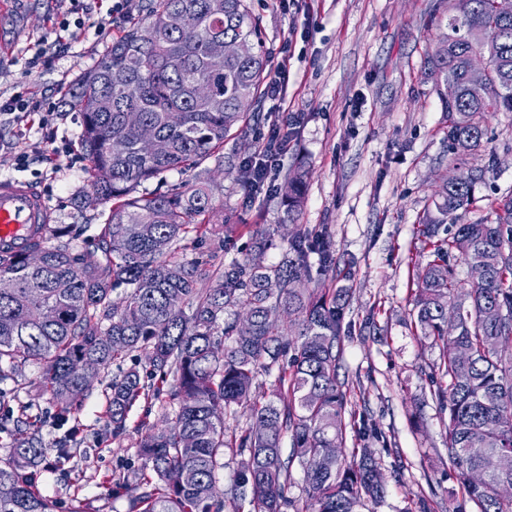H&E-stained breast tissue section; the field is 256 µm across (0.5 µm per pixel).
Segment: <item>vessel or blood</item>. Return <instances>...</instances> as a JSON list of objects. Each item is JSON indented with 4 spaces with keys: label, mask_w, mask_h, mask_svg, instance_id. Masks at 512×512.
Listing matches in <instances>:
<instances>
[{
    "label": "vessel or blood",
    "mask_w": 512,
    "mask_h": 512,
    "mask_svg": "<svg viewBox=\"0 0 512 512\" xmlns=\"http://www.w3.org/2000/svg\"><path fill=\"white\" fill-rule=\"evenodd\" d=\"M50 221L43 197L33 185L17 179L0 180V245L19 254L32 241L35 225Z\"/></svg>",
    "instance_id": "obj_1"
}]
</instances>
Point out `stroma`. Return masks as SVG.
<instances>
[{
  "mask_svg": "<svg viewBox=\"0 0 512 512\" xmlns=\"http://www.w3.org/2000/svg\"><path fill=\"white\" fill-rule=\"evenodd\" d=\"M72 0H11L0 14V96L31 92L52 102L55 115L47 127L17 128L0 121V179L36 184L52 210L54 223L73 225L78 249L94 247L108 205L78 206L74 198L89 175L79 147L82 124L63 103L83 71L91 69L124 26L141 15L142 0H128L105 31L70 26L65 49L46 67L28 60L53 31ZM261 20L271 66L289 73L285 99L263 98L255 104L263 122L245 138L224 144V164L213 175L222 190L216 205L234 216L236 234L225 260L241 257L255 225L271 233L266 256L280 260L289 236L326 228L340 267L350 278L313 275L312 287L349 288L345 321L350 326L343 347L340 379L350 407L367 414L381 428L398 458L384 457L386 492L381 501L365 502L362 512H419L428 499L430 512H452L461 493L448 462L447 415L432 399L426 378L439 357L411 322L413 273L428 260L429 248L418 234L419 222L433 206V187L463 168L481 167L478 202L466 221L490 216L491 200L512 195V112L488 118L484 151L458 161L443 133L444 114L426 57L435 47L440 26L454 13L455 0H251ZM296 121L288 152L270 172L280 183L289 165L310 169L304 204L287 220L280 196L249 190L235 166L251 158L268 122L282 116ZM51 132L59 154L55 164L35 159L44 132ZM33 155L26 168L18 154ZM375 327H367V317ZM118 372L109 366L78 410L55 426L60 407L43 396L40 370L29 364L10 391L0 394V417L27 414L40 419L38 437L55 454L67 429H77L72 458L59 470L43 473L38 488L58 512H127V490H115L114 472L135 470L141 435L163 422L160 402L139 401L128 419L123 443L112 440L107 415L110 384Z\"/></svg>",
  "mask_w": 512,
  "mask_h": 512,
  "instance_id": "stroma-1",
  "label": "stroma"
}]
</instances>
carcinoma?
I'll return each instance as SVG.
<instances>
[{"label": "carcinoma", "mask_w": 512, "mask_h": 512, "mask_svg": "<svg viewBox=\"0 0 512 512\" xmlns=\"http://www.w3.org/2000/svg\"><path fill=\"white\" fill-rule=\"evenodd\" d=\"M142 8L69 94L90 172V191L78 200L111 204L97 249L74 251L71 228L58 224L50 228L56 244L39 240L22 255L0 254V384L39 366L61 421L111 363L131 354L144 360L145 370L134 366L112 379V440H124L128 414L142 399L162 400L172 413L137 444L143 468L133 471L139 493L128 512H360L365 500L383 497L386 483L375 449L344 448L345 418L365 440L382 434L348 409L339 379L350 289L307 287L312 254L319 275L336 273L327 232L294 234L278 263L264 260L271 243L261 231L241 261L182 256L188 235L206 237L217 212L218 185L205 163L246 133L250 107L267 95L260 19L250 0H145ZM234 41L251 52L215 54L216 44ZM490 45L489 93L476 99L467 59ZM427 64L448 144L459 157L481 151L487 114L512 112V17L496 16L492 0H458ZM199 83L212 86L211 97L195 94ZM141 124L167 143L165 153L145 152ZM114 142L124 150H111ZM171 171L194 173V184L136 194ZM482 175L471 168L434 192V209L420 221L432 260L416 271L412 317L440 349L428 380L448 413V462L463 502L477 512H512L502 492L512 487V471L490 470L470 453L512 455V197L490 203L492 223H457ZM307 179L302 166L286 174L288 213L302 205ZM449 222L455 232L438 237ZM33 252L42 256L38 266L26 262ZM457 253L483 272L465 293L451 263ZM121 287L125 293L113 297ZM35 307L56 310V320L34 321ZM169 377L165 390L160 383ZM234 406L247 421L231 428L225 416ZM16 425L30 432L0 464V512H56L54 500L36 491L45 457L38 420L21 416ZM227 457L237 469L219 495ZM296 464L305 475L301 497L289 496Z\"/></svg>", "instance_id": "1"}]
</instances>
